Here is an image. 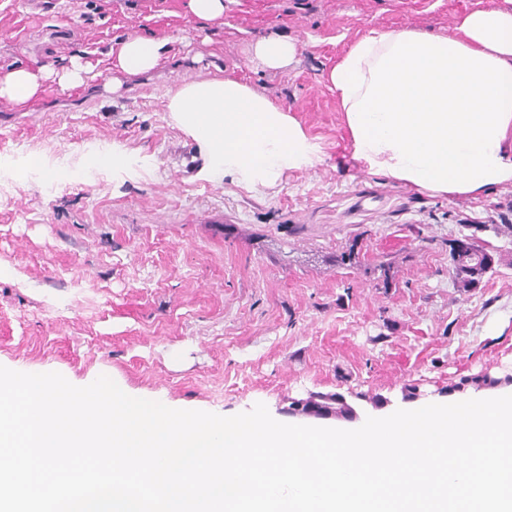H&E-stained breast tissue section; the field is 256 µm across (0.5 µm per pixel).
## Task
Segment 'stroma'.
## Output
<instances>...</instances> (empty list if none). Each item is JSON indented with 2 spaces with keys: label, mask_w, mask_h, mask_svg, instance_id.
Returning <instances> with one entry per match:
<instances>
[{
  "label": "stroma",
  "mask_w": 512,
  "mask_h": 512,
  "mask_svg": "<svg viewBox=\"0 0 512 512\" xmlns=\"http://www.w3.org/2000/svg\"><path fill=\"white\" fill-rule=\"evenodd\" d=\"M501 0H0V75L47 66L36 98L0 97V365L83 383L108 374L137 394L224 416L346 397L356 424L448 390L512 391V185L433 195L368 173L327 73L369 28L451 34ZM166 40L151 73L111 68L128 35ZM297 41L269 70L258 37ZM79 84L62 82L74 64ZM219 75L263 92L320 145L321 161L247 188L202 176L206 160L165 108L170 89ZM120 147L144 160L88 162ZM498 259L463 291L451 246Z\"/></svg>",
  "instance_id": "1"
}]
</instances>
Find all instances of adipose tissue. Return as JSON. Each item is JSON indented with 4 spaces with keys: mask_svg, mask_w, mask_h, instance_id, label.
<instances>
[{
    "mask_svg": "<svg viewBox=\"0 0 512 512\" xmlns=\"http://www.w3.org/2000/svg\"><path fill=\"white\" fill-rule=\"evenodd\" d=\"M298 47L269 34L254 58L279 69ZM163 42L127 36L117 65L158 66ZM369 172L433 194L479 195L512 184V0L467 13L456 33L370 28L327 75ZM166 109L204 153L205 177L268 186L320 160V147L284 107L248 85L199 77L169 91Z\"/></svg>",
    "mask_w": 512,
    "mask_h": 512,
    "instance_id": "1",
    "label": "adipose tissue"
}]
</instances>
